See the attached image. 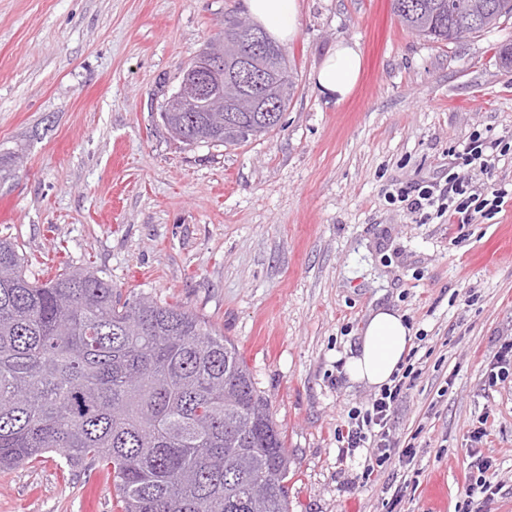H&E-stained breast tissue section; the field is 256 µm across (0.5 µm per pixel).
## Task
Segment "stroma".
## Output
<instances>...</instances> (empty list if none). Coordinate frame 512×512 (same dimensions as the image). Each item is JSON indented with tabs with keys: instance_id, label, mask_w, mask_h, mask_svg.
Listing matches in <instances>:
<instances>
[{
	"instance_id": "stroma-1",
	"label": "stroma",
	"mask_w": 512,
	"mask_h": 512,
	"mask_svg": "<svg viewBox=\"0 0 512 512\" xmlns=\"http://www.w3.org/2000/svg\"><path fill=\"white\" fill-rule=\"evenodd\" d=\"M391 4L299 0L277 129L191 148L156 114L245 0H0V239L30 278L88 267L233 342L285 434L290 512H456L476 455L500 488L482 512H512V376L487 378L512 339V18L446 44L406 31ZM342 41L362 74L337 101L313 74ZM457 173L503 204L452 224L398 197ZM378 304L421 339L390 424L417 454L363 485L365 455L341 460L336 431L373 394L345 363ZM116 498L111 471L54 452L0 470V512H117Z\"/></svg>"
}]
</instances>
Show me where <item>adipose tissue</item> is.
Listing matches in <instances>:
<instances>
[{
	"label": "adipose tissue",
	"mask_w": 512,
	"mask_h": 512,
	"mask_svg": "<svg viewBox=\"0 0 512 512\" xmlns=\"http://www.w3.org/2000/svg\"><path fill=\"white\" fill-rule=\"evenodd\" d=\"M249 14L277 41L285 43L296 34L298 0H247ZM361 71L357 44L337 43L314 74L320 92L343 99L355 87ZM412 330L399 310L379 305L369 310L360 332L359 348L346 364L351 382L367 387L388 385L411 347Z\"/></svg>",
	"instance_id": "1"
}]
</instances>
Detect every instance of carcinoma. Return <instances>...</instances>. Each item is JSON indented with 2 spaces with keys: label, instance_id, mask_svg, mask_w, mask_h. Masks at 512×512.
I'll list each match as a JSON object with an SVG mask.
<instances>
[{
  "label": "carcinoma",
  "instance_id": "1",
  "mask_svg": "<svg viewBox=\"0 0 512 512\" xmlns=\"http://www.w3.org/2000/svg\"><path fill=\"white\" fill-rule=\"evenodd\" d=\"M409 32L457 41L512 17V0H393ZM253 72L281 83L273 111L222 125L193 113L185 136L214 148L274 131L294 94L284 54L260 49ZM112 467L120 512H289L288 448L236 346L177 305L123 299L88 268L30 281L0 241V468L48 452Z\"/></svg>",
  "mask_w": 512,
  "mask_h": 512
}]
</instances>
